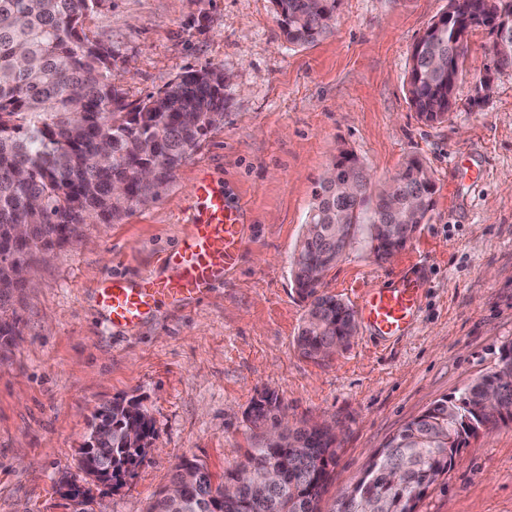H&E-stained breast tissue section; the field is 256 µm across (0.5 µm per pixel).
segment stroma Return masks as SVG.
Here are the masks:
<instances>
[{"mask_svg":"<svg viewBox=\"0 0 512 512\" xmlns=\"http://www.w3.org/2000/svg\"><path fill=\"white\" fill-rule=\"evenodd\" d=\"M447 7L338 0L331 32L304 46L285 39L274 0H105L88 16L92 35L112 48L127 103L204 68L223 69L228 99L223 121L156 200L43 251L0 314L21 328L0 349V512H147L185 459L222 482L259 442L250 411L265 392L289 427L335 424L321 500L331 512L407 422L496 369L512 344V69L490 55L489 28H476L453 109L423 122L407 98L409 58ZM483 72L493 84L478 103L473 82ZM343 150L379 189L408 159L421 160L434 207L384 260L359 227L322 292L355 308L368 289L405 275L425 289L403 335L361 323L348 344L313 359L296 344L307 304L290 261ZM203 175L247 212L236 270L202 301L112 327L97 288L110 276L162 272ZM132 397L155 431L145 460L117 487L88 478L79 450L96 410ZM417 510L512 512V422L469 438Z\"/></svg>","mask_w":512,"mask_h":512,"instance_id":"1","label":"stroma"}]
</instances>
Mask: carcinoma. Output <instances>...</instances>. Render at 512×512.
<instances>
[{"label":"carcinoma","mask_w":512,"mask_h":512,"mask_svg":"<svg viewBox=\"0 0 512 512\" xmlns=\"http://www.w3.org/2000/svg\"><path fill=\"white\" fill-rule=\"evenodd\" d=\"M103 0H0V311L39 252L78 235L81 224H109L156 199L201 137L223 120L224 73L186 72L132 106L112 78V49L89 37L84 20ZM288 42L309 45L332 27L337 0H274ZM512 16V0H463L440 28L414 44L408 100L422 114L448 113V74L466 75L468 45L452 29L473 12ZM490 53L512 67V26L490 27ZM336 186L320 185L291 260L299 296L309 301L297 346L327 355L349 341L354 311L319 293L325 274L343 255L336 225H368L371 250L385 259L398 242L380 224H405L411 209L426 220L435 184L428 168L409 159L394 183L373 193L354 154L337 157ZM272 394L254 402L251 423L271 425L246 461L215 483L203 465L178 466V495H161L149 512H321L319 501L336 462V436L322 424L283 432ZM512 418V356L461 394L434 403L406 423L373 457L365 476L331 512H416L426 490L451 466L468 438ZM94 447L80 448L81 466L100 480L130 473L154 436L139 401L114 400L97 412Z\"/></svg>","instance_id":"obj_1"}]
</instances>
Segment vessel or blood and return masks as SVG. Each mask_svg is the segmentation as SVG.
Here are the masks:
<instances>
[{
  "instance_id": "b4317fda",
  "label": "vessel or blood",
  "mask_w": 512,
  "mask_h": 512,
  "mask_svg": "<svg viewBox=\"0 0 512 512\" xmlns=\"http://www.w3.org/2000/svg\"><path fill=\"white\" fill-rule=\"evenodd\" d=\"M191 224L178 247L163 259L167 274L152 271L137 279H105L98 305L115 327L133 328L159 307L181 308L203 299L237 265L244 245V212L224 204V193L199 177L191 196ZM423 285L405 276L391 288L370 289L360 316L380 336L404 334L416 321Z\"/></svg>"
}]
</instances>
